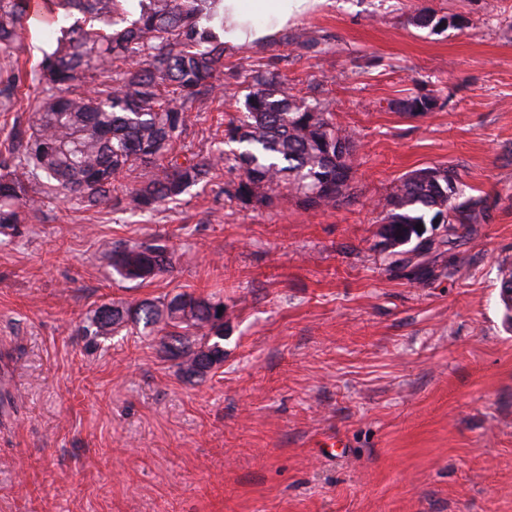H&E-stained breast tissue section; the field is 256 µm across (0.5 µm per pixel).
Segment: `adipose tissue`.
<instances>
[{
  "label": "adipose tissue",
  "mask_w": 512,
  "mask_h": 512,
  "mask_svg": "<svg viewBox=\"0 0 512 512\" xmlns=\"http://www.w3.org/2000/svg\"><path fill=\"white\" fill-rule=\"evenodd\" d=\"M325 0H223V21L211 28L225 48H247L270 40L315 11Z\"/></svg>",
  "instance_id": "1"
}]
</instances>
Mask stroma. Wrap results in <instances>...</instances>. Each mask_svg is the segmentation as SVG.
I'll list each match as a JSON object with an SVG mask.
<instances>
[{
	"mask_svg": "<svg viewBox=\"0 0 512 512\" xmlns=\"http://www.w3.org/2000/svg\"><path fill=\"white\" fill-rule=\"evenodd\" d=\"M428 8L447 23L419 28ZM307 33L322 54L294 47ZM320 102L350 134L332 208L280 191L230 196L225 129L251 71ZM235 96L189 110L177 148L226 161L174 203L132 212L62 201L0 228V512H512V0H325L269 42L226 53ZM40 92L0 111V149ZM414 96L432 111H402ZM444 165L488 216L415 264L379 242L405 173ZM162 236L172 271L141 284L113 246ZM187 293L224 302V362L187 381L127 326L82 331L104 303ZM499 279L500 299L503 304V320L505 325L512 330V266L501 269Z\"/></svg>",
	"mask_w": 512,
	"mask_h": 512,
	"instance_id": "1",
	"label": "stroma"
}]
</instances>
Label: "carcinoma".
Instances as JSON below:
<instances>
[{
  "label": "carcinoma",
  "instance_id": "1",
  "mask_svg": "<svg viewBox=\"0 0 512 512\" xmlns=\"http://www.w3.org/2000/svg\"><path fill=\"white\" fill-rule=\"evenodd\" d=\"M67 25L56 47L30 73L16 65L0 84L8 103L29 78L44 96L34 110L23 153L0 159V226L21 224L35 214L38 199L19 170L43 175L55 194L90 205L111 201L116 181L134 165L143 167L138 185L125 191V207L145 212L176 202L189 188L218 170L211 161L180 159L175 152L187 115L176 102L207 110L220 89L224 43L210 38L202 21L219 16L221 0H139L140 13L128 19L122 0H48ZM32 12L29 0H0V50L20 46ZM244 112L227 126V138L244 145L234 154L242 177L234 196L269 206L276 192L310 207L339 202L336 185L350 178L351 153L328 151L350 135L333 113L294 98L273 76H250ZM430 97L402 103L406 112H429ZM383 237L410 242L416 225L438 222L452 233L478 224L487 199L465 192L446 167L416 169L401 177L383 204ZM112 268L124 280L145 281L169 272L173 256L166 242L152 237L112 250ZM503 320L512 330V266L501 269ZM224 301L178 294L137 305L103 304L84 327L87 336H108L133 324L142 332L163 333L164 347L187 379L202 378L224 362Z\"/></svg>",
  "mask_w": 512,
  "mask_h": 512
}]
</instances>
